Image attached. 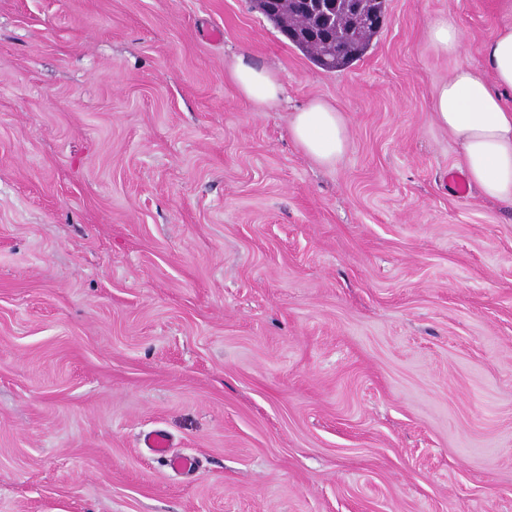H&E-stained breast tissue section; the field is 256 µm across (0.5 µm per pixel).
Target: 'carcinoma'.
Instances as JSON below:
<instances>
[{"label": "carcinoma", "instance_id": "cac0c4a2", "mask_svg": "<svg viewBox=\"0 0 512 512\" xmlns=\"http://www.w3.org/2000/svg\"><path fill=\"white\" fill-rule=\"evenodd\" d=\"M385 0H279L265 17L316 66L348 68L381 29Z\"/></svg>", "mask_w": 512, "mask_h": 512}]
</instances>
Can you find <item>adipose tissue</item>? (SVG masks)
I'll use <instances>...</instances> for the list:
<instances>
[{"label": "adipose tissue", "mask_w": 512, "mask_h": 512, "mask_svg": "<svg viewBox=\"0 0 512 512\" xmlns=\"http://www.w3.org/2000/svg\"><path fill=\"white\" fill-rule=\"evenodd\" d=\"M428 39L437 52L459 57L464 43L452 18L435 21ZM484 68L460 62L436 89L433 116L460 148V167L482 197L512 205V20L484 43ZM238 92L258 106L280 103L283 86L270 70L238 60L230 70ZM288 133L314 163L335 167L350 145L346 118L333 104L311 100L293 112Z\"/></svg>", "instance_id": "obj_1"}]
</instances>
